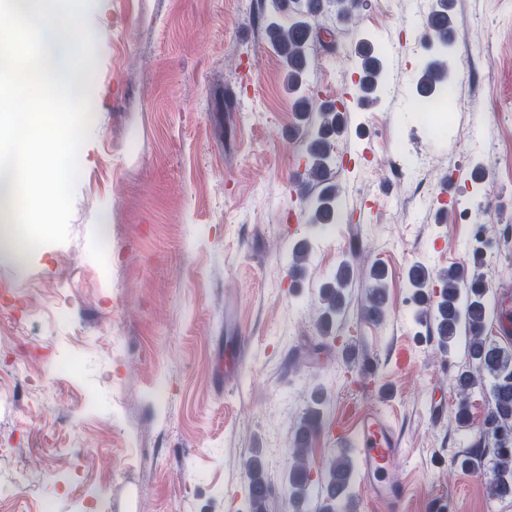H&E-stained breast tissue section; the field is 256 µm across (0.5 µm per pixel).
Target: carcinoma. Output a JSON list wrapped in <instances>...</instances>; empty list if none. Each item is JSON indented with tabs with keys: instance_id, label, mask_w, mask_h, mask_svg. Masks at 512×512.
I'll return each instance as SVG.
<instances>
[{
	"instance_id": "1",
	"label": "carcinoma",
	"mask_w": 512,
	"mask_h": 512,
	"mask_svg": "<svg viewBox=\"0 0 512 512\" xmlns=\"http://www.w3.org/2000/svg\"><path fill=\"white\" fill-rule=\"evenodd\" d=\"M339 21L351 23L355 20L363 0H330ZM450 0H437L436 7L425 20L424 41L433 49V59L415 77L418 90L433 97L446 87L448 69L441 57L452 44L450 31L455 29L448 12ZM325 0H271L273 15L264 19L267 41L280 57L287 70L288 90L296 95L295 111L308 119L317 116V131L311 139L308 152L309 166L305 183L316 190L310 197L312 224H333L337 218L338 190L333 182L334 142L343 127V117L332 102H320L305 94H298L309 65L311 45L320 39L316 19L325 9ZM361 58L359 88L364 96H371L378 87L382 64L369 46L361 43L357 47ZM370 277L374 284L369 294V310L375 316L385 313L386 291L384 273L372 266ZM350 279V266H339L330 280L322 285V307L320 323L327 327L342 310L345 288ZM441 283L439 301L436 304L437 333L440 344L448 345L457 336L460 325L470 333L468 344L470 356L478 364L481 375L462 372L454 383L461 400L457 405L455 419L459 424L469 420L468 398L471 391L486 388L492 407L484 423V443L492 444L495 476L490 493L497 498L512 496V350L487 340L484 336L489 308L486 300L488 286L480 278L468 279L465 268L453 265L438 277ZM321 427V412L311 410L297 430L292 448V465L288 474V498L292 503L307 505L311 497V476L307 464L309 445ZM479 447L463 459L462 465L473 467L485 459L486 452ZM249 485L262 489L259 495H249V512H268L271 495L263 464L256 458L248 465ZM354 476L353 462L343 452L330 458L323 471L316 512H342V501L349 497L348 490Z\"/></svg>"
}]
</instances>
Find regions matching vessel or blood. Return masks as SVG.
<instances>
[{
    "label": "vessel or blood",
    "mask_w": 512,
    "mask_h": 512,
    "mask_svg": "<svg viewBox=\"0 0 512 512\" xmlns=\"http://www.w3.org/2000/svg\"><path fill=\"white\" fill-rule=\"evenodd\" d=\"M340 450L354 451L366 486L391 512H401L408 494L396 463L404 450L396 428L375 409L363 411L354 423L339 428L335 437Z\"/></svg>",
    "instance_id": "vessel-or-blood-1"
}]
</instances>
